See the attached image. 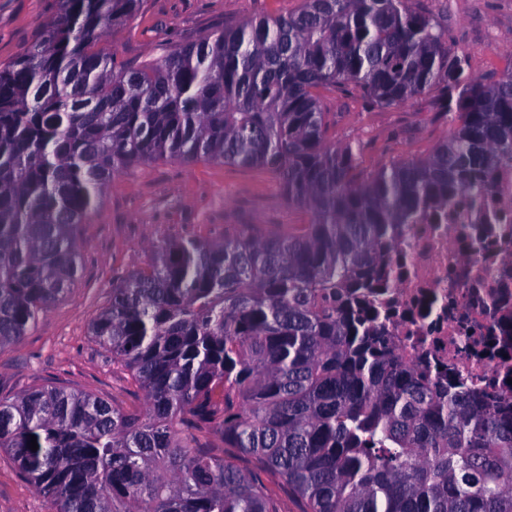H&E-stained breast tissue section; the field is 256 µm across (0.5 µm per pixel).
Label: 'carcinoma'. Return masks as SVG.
I'll list each match as a JSON object with an SVG mask.
<instances>
[{
	"instance_id": "obj_1",
	"label": "carcinoma",
	"mask_w": 512,
	"mask_h": 512,
	"mask_svg": "<svg viewBox=\"0 0 512 512\" xmlns=\"http://www.w3.org/2000/svg\"><path fill=\"white\" fill-rule=\"evenodd\" d=\"M145 2L58 0L0 63V348L67 293L79 224L133 165L265 169L311 222L151 244L90 326L148 411L55 385L1 397L0 451L52 512H283L267 476L301 512H512V406L407 364L365 293L399 225L512 163V71L472 76L413 0H303L129 67L100 43ZM322 90L434 91L452 133L358 174Z\"/></svg>"
}]
</instances>
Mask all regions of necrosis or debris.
<instances>
[{"label": "necrosis or debris", "mask_w": 512, "mask_h": 512, "mask_svg": "<svg viewBox=\"0 0 512 512\" xmlns=\"http://www.w3.org/2000/svg\"><path fill=\"white\" fill-rule=\"evenodd\" d=\"M373 304L398 353L512 403V166L480 199L406 225Z\"/></svg>", "instance_id": "1"}]
</instances>
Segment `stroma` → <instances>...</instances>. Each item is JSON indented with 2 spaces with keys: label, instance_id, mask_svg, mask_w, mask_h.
Instances as JSON below:
<instances>
[{
  "label": "stroma",
  "instance_id": "35a3bbf8",
  "mask_svg": "<svg viewBox=\"0 0 512 512\" xmlns=\"http://www.w3.org/2000/svg\"><path fill=\"white\" fill-rule=\"evenodd\" d=\"M300 6L301 0H147L101 47L134 66L206 32L259 16H285ZM415 6L447 29L450 46L468 52L474 74L498 77L512 70V0H415ZM55 8L56 0H0V62L34 41L39 23L49 21ZM322 105L330 142L359 143L358 164L364 172L426 156L452 132L447 121L436 118L430 93L381 108L326 92ZM310 220L306 209L287 203L278 179L261 169L157 161L124 170L81 227V267L68 293L40 315L18 344L0 348V397L56 384L146 409L127 372L113 366L89 331L109 300L113 280L144 265L150 240L185 234L205 238L241 224L284 232ZM0 512H50L47 499L3 452Z\"/></svg>",
  "mask_w": 512,
  "mask_h": 512
}]
</instances>
